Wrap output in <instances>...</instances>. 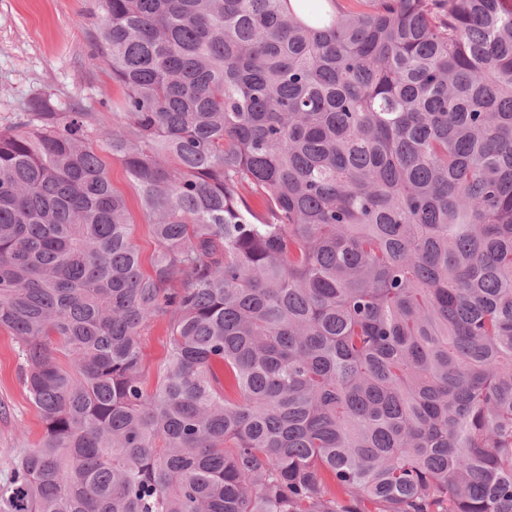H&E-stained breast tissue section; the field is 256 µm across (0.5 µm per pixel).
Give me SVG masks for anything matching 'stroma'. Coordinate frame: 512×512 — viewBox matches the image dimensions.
Wrapping results in <instances>:
<instances>
[{
    "mask_svg": "<svg viewBox=\"0 0 512 512\" xmlns=\"http://www.w3.org/2000/svg\"><path fill=\"white\" fill-rule=\"evenodd\" d=\"M102 14L100 0H0V129L16 126L45 96L60 112L79 103L111 115L121 89L94 45ZM106 165L113 187L126 198L142 269L150 271L156 245L139 208L138 190L119 161L110 158ZM19 364L9 332L1 329L0 480L43 432Z\"/></svg>",
    "mask_w": 512,
    "mask_h": 512,
    "instance_id": "stroma-1",
    "label": "stroma"
}]
</instances>
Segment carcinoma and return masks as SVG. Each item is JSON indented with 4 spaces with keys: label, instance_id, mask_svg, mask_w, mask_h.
Here are the masks:
<instances>
[{
    "label": "carcinoma",
    "instance_id": "cac0c4a2",
    "mask_svg": "<svg viewBox=\"0 0 512 512\" xmlns=\"http://www.w3.org/2000/svg\"><path fill=\"white\" fill-rule=\"evenodd\" d=\"M102 2L112 125L0 131V512H512V6ZM106 161V168L112 186L120 191L126 198L131 219L133 221L132 227V240L139 251L142 269L148 273L151 270V261L155 253L156 245L151 234L149 224L145 221L141 213L138 202V190L136 186L130 181L127 176L123 165L112 159L109 154H102ZM145 353L149 372L147 375L149 386H153L157 379V367L163 361L168 351L167 324L164 321H155L146 331ZM9 332L0 330V481L13 461L42 435L39 415L20 379V361Z\"/></svg>",
    "mask_w": 512,
    "mask_h": 512
}]
</instances>
